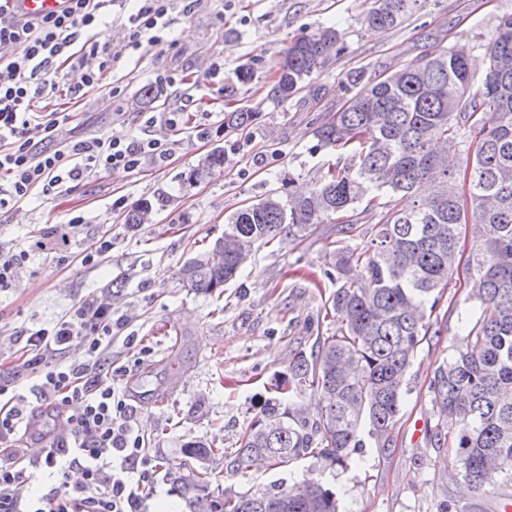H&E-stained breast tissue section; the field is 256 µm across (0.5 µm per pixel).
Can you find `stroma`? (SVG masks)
Masks as SVG:
<instances>
[{"label":"stroma","instance_id":"obj_1","mask_svg":"<svg viewBox=\"0 0 512 512\" xmlns=\"http://www.w3.org/2000/svg\"><path fill=\"white\" fill-rule=\"evenodd\" d=\"M374 0H197L190 12L173 11L168 40L147 51H124L122 21L101 29L99 41L124 55L102 83L70 105L71 136L93 130L151 132L150 116L178 108L182 121L167 131V162L145 161L124 176L101 171L77 191L55 199L32 197L18 211L0 215V253H19L53 225L67 223L68 240L51 254H33L8 288H0V376L20 391L32 386L18 369L30 330L65 315L74 304L101 297L124 317L121 336L109 350L118 368L116 386L134 412L154 469L141 507L168 498L188 512L174 476L206 471L211 492L243 493L255 485H291L311 477L313 460L233 473L227 455L288 375L295 353L314 350L318 337L340 323L328 314L337 246L364 247L357 236L320 224L304 239L281 236L261 247L222 295L195 292L182 282L188 259L224 235L228 218L273 190L307 189L334 151L322 148L318 126L344 109L358 89L382 74L419 63L441 48L467 46L476 70L484 46L512 0H418L394 28L368 27ZM321 26L337 27L341 41L326 65L292 99L267 98L272 68L295 39ZM220 64L208 75L204 64ZM250 69V81L239 74ZM362 73L359 85L350 74ZM157 96L146 95V88ZM254 109L247 126L228 129V106ZM224 164L194 184L190 169L212 151ZM125 207H116L117 199ZM147 200L152 220L124 224L126 206ZM84 221L70 223L71 212ZM112 249L94 264L81 258L99 240ZM122 286H113L119 272ZM468 293L455 273L430 320L436 335L418 345L409 369L393 443L367 445L363 464L328 470L341 512H438L440 503L464 500L471 512H504L496 499L463 495L448 465L453 441L431 445L435 417L428 387L436 368L464 336L454 306ZM200 440L216 448L207 462L188 456L184 445Z\"/></svg>","mask_w":512,"mask_h":512}]
</instances>
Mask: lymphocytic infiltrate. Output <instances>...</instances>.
I'll use <instances>...</instances> for the list:
<instances>
[{
  "mask_svg": "<svg viewBox=\"0 0 512 512\" xmlns=\"http://www.w3.org/2000/svg\"><path fill=\"white\" fill-rule=\"evenodd\" d=\"M194 0H141L127 17V46L137 51L161 45L176 8L191 10ZM112 22V0H69L61 14L27 18L0 11V212L14 210L33 193L54 198L71 193L93 173L122 168L136 170L146 159L167 161L170 149L158 138L131 133L99 132L81 140L64 139L60 131L71 115L38 111L39 101L59 90L60 66L84 68L87 58L98 66L85 70L71 98L100 84L121 58L97 35ZM124 319L100 298L76 305L49 326L30 331L21 365L37 379L42 401L73 407L68 440L44 456L46 468L61 477L59 486L37 497L23 494L30 476L18 460L0 463V512H138L152 459L132 425L131 412L103 371L101 358ZM81 343L86 358L63 364L56 356ZM27 409L24 395L0 382V446L14 447ZM79 470L80 483L66 479Z\"/></svg>",
  "mask_w": 512,
  "mask_h": 512,
  "instance_id": "1",
  "label": "lymphocytic infiltrate"
}]
</instances>
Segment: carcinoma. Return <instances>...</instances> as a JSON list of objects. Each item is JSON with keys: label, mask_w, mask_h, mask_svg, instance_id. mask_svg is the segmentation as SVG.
Here are the masks:
<instances>
[{"label": "carcinoma", "mask_w": 512, "mask_h": 512, "mask_svg": "<svg viewBox=\"0 0 512 512\" xmlns=\"http://www.w3.org/2000/svg\"><path fill=\"white\" fill-rule=\"evenodd\" d=\"M417 0H375L369 27L388 30ZM339 32L323 27L288 46L276 65L268 98L285 102L326 63ZM486 67L474 84L469 50L433 52L413 68L374 81L346 109L316 130L321 146L341 152L306 195L271 192L236 211L224 238L185 263L182 280L202 294L224 291L258 249L283 231L302 238L318 224L370 238L366 249L336 251L331 310L340 321L311 356L298 352L284 380L291 402L270 399L240 438L228 462L246 471L258 455L272 466L314 458L325 469L358 463L366 443L387 448L419 342L429 335L436 290L458 270L463 230L474 238L465 274L471 303L458 313L464 347L436 371L430 392L436 423L429 440L451 436L454 479L494 497L512 485V13L501 17L484 47ZM224 163L209 154L184 175L198 182ZM411 200L390 206L383 196ZM379 214L362 225L356 213ZM150 203L135 204L124 222L147 221ZM360 270L362 280L349 275ZM320 407L310 415L306 392ZM200 461L214 450L184 445ZM190 512H338L336 491L316 478L216 497L202 474L174 478Z\"/></svg>", "instance_id": "cac0c4a2"}]
</instances>
